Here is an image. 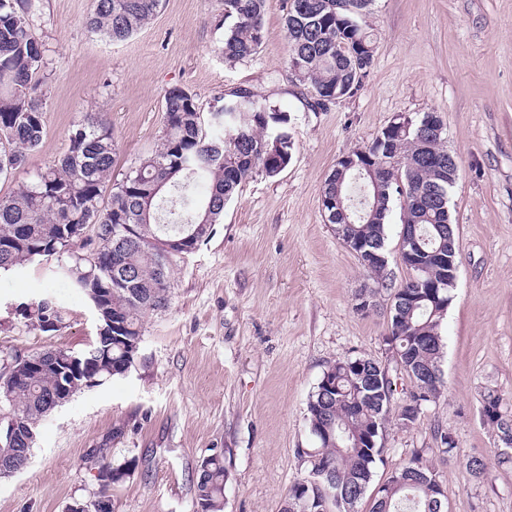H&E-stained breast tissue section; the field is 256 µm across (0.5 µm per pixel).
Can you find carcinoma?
<instances>
[{
  "instance_id": "cac0c4a2",
  "label": "carcinoma",
  "mask_w": 512,
  "mask_h": 512,
  "mask_svg": "<svg viewBox=\"0 0 512 512\" xmlns=\"http://www.w3.org/2000/svg\"><path fill=\"white\" fill-rule=\"evenodd\" d=\"M372 0H289L285 16L288 38V79L305 90L309 105L322 110L353 94L368 75L374 43L358 23ZM266 0H224V16L234 23L224 34L221 54L228 61L255 55L264 38ZM161 0H93L88 29L122 41L150 23ZM34 0H0V177L24 169L27 156L46 133L42 98L35 76L44 65L42 44L33 33ZM164 127L156 149L140 159L123 178L112 182L117 143L101 119L85 118L72 125L69 146L51 168L34 173L0 196V272L32 262L56 259L59 270L90 302H98L97 336L75 354L64 348L25 355L35 368L20 367V354L0 359V470L22 464L15 448L34 450L39 428L56 407L58 371L78 356L79 376L73 393L125 376L119 366L133 367L143 336L145 315L168 307L172 273L188 254L174 246L185 238L196 249L213 232L242 183L256 171L269 177L281 172L264 152L279 143L280 162L288 164L295 141L287 118L255 90L240 86L222 97L203 118L194 94L179 86L165 90ZM437 117L426 112L409 131L379 136L356 149L387 168L388 184L375 189L370 180H354V170H337L325 179L323 197L343 200V211L326 208L327 222L342 240H362L385 249L387 217L393 198L400 201V240H412L420 257L410 276L395 284L383 264L365 267L378 289L402 299L398 315L390 316L386 344L396 362L427 373L430 397L409 391L395 414L390 403L396 383L379 370L381 363L364 356L330 363L309 396L307 422L314 445L297 450L305 475L297 479L281 512H355L383 462V432L395 417L403 428L413 426L423 407L441 397L443 343L439 332L453 286L446 269L434 262L438 254L457 251L448 191L458 167L448 161L444 136L433 134ZM207 177L196 192L195 178ZM179 192L180 212L158 222L165 190ZM133 231L124 235L122 228ZM92 231L72 235L73 227ZM173 247L164 256L159 243ZM95 255L89 263L85 256ZM125 284H116L121 275ZM439 284V303L424 288ZM25 318L44 332L62 324L58 306L49 298L24 309ZM380 377V394L361 390L360 374ZM482 416L496 429L502 445L512 442V419L494 390L484 394ZM377 431V445L367 447L364 435ZM87 460L97 469L96 486L88 500L112 501L114 488L130 477L134 463L116 462L110 440L90 449ZM230 472L224 458L212 456L194 485V512H224V489ZM438 476L420 450L391 472L387 487L373 491L369 512H447L429 481Z\"/></svg>"
}]
</instances>
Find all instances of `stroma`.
Segmentation results:
<instances>
[{
    "label": "stroma",
    "mask_w": 512,
    "mask_h": 512,
    "mask_svg": "<svg viewBox=\"0 0 512 512\" xmlns=\"http://www.w3.org/2000/svg\"><path fill=\"white\" fill-rule=\"evenodd\" d=\"M43 44L46 136L26 170L55 165L69 131L103 113L118 144L116 174L154 149L163 94L180 86L202 112L249 86L284 112L295 150L288 166L258 172L224 206L208 241L175 268L168 308L144 319L136 365L77 393L43 422L29 464L0 478V512H64L94 489L86 459L112 429L116 460H135L115 487L112 512H193L203 459L230 471L224 512H280L302 477L296 451L313 445L308 398L324 368L347 356L396 362L388 349L390 296L356 310L373 280L338 239L321 195L336 162L399 114L436 112L459 177L449 209L459 246L453 300L440 327L444 392L409 428L389 425L375 482L423 450L448 512H512V464L481 415L488 390L512 415V0H373L360 25L375 59L361 87L311 110L285 67L288 0H267L263 43L229 63L220 55L224 0H162L153 20L123 41L91 33L93 0H35ZM41 261L0 275V351L85 350L97 334L86 295ZM51 298L64 315L44 332L22 315ZM452 433L447 457L435 438ZM484 460L473 481L466 462Z\"/></svg>",
    "instance_id": "stroma-1"
}]
</instances>
